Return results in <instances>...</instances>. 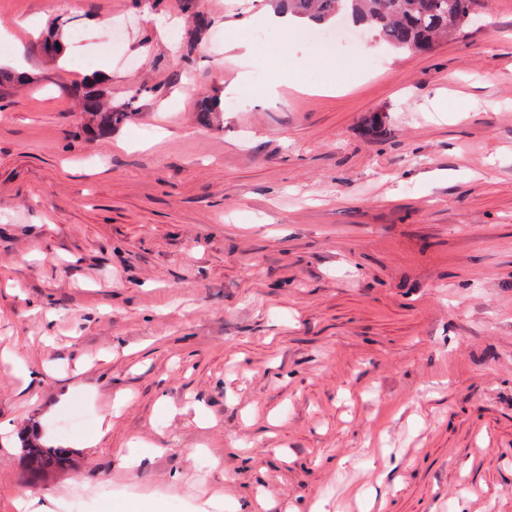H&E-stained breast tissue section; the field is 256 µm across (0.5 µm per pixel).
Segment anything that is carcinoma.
<instances>
[{
	"mask_svg": "<svg viewBox=\"0 0 512 512\" xmlns=\"http://www.w3.org/2000/svg\"><path fill=\"white\" fill-rule=\"evenodd\" d=\"M288 12L300 18L326 23L339 16L367 28L372 39L398 53L433 49L475 21L476 0H282ZM72 93L81 99L86 114V139L97 141L112 135L128 113L107 107L103 93L88 86ZM23 461L34 482L48 472L69 465L68 453L37 440L21 441Z\"/></svg>",
	"mask_w": 512,
	"mask_h": 512,
	"instance_id": "carcinoma-1",
	"label": "carcinoma"
}]
</instances>
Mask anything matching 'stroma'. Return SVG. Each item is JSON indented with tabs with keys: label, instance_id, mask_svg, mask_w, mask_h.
I'll return each instance as SVG.
<instances>
[{
	"label": "stroma",
	"instance_id": "1",
	"mask_svg": "<svg viewBox=\"0 0 512 512\" xmlns=\"http://www.w3.org/2000/svg\"><path fill=\"white\" fill-rule=\"evenodd\" d=\"M267 3L0 0L35 24L0 40V512H512V0L338 62ZM103 63L130 116L92 144ZM25 433L69 467L31 481Z\"/></svg>",
	"mask_w": 512,
	"mask_h": 512
}]
</instances>
